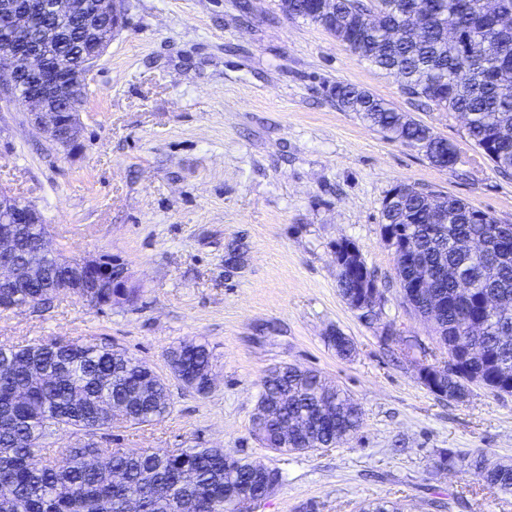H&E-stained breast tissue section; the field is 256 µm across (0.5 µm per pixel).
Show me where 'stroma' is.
Returning <instances> with one entry per match:
<instances>
[{"label": "stroma", "mask_w": 512, "mask_h": 512, "mask_svg": "<svg viewBox=\"0 0 512 512\" xmlns=\"http://www.w3.org/2000/svg\"><path fill=\"white\" fill-rule=\"evenodd\" d=\"M125 24L89 77L81 146H55L18 103H0V188L41 212L64 256L109 255L139 290L89 307L62 293L0 312V346L55 338L111 343L167 374L166 350L207 343L215 385L170 384L161 420L117 424L110 445L222 447L280 470L257 512H358L368 499L406 512H512V492L476 470H435L438 450L512 462V396L476 388L459 402L424 387L430 325L398 298L380 234L387 192L406 181L512 224V174L471 146L460 115L417 107L400 81L359 61L277 0H124ZM349 83L430 126L459 152L443 169L329 96ZM355 242L386 302L360 319L337 286L333 250ZM355 346L343 359L333 331ZM319 371L363 409L346 444L277 454L252 433L260 381L277 365Z\"/></svg>", "instance_id": "1"}]
</instances>
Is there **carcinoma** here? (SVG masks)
<instances>
[{"label":"carcinoma","mask_w":512,"mask_h":512,"mask_svg":"<svg viewBox=\"0 0 512 512\" xmlns=\"http://www.w3.org/2000/svg\"><path fill=\"white\" fill-rule=\"evenodd\" d=\"M335 0L334 20H325L321 0H279L288 18L302 19L332 33L345 48L370 65L399 78L410 98L426 107L461 113L467 134L479 154L502 174L512 173V0ZM431 19L428 30L416 35L404 14ZM66 43L49 58L55 66L77 62L82 39L71 18L55 19ZM331 98L345 112L388 137L424 150L429 161L452 169L456 150L432 129L397 111L387 101L348 83L330 89ZM383 200L382 227L412 230L420 259L436 267L448 264L451 275L436 281L434 292L444 298L433 316L438 344L447 356L467 347L479 355L455 373L423 385L438 398L460 401L472 387L495 394H512V316L491 313L473 297L464 303L455 293L457 281L466 279L476 294L492 287L512 309V224L504 226L491 214L462 199L448 197L438 211L429 208L425 192L400 182ZM43 226L29 224L21 257L45 260L39 251ZM490 239L496 263L469 257L460 243L467 237ZM401 303L409 305L404 289L414 274L406 262L396 260ZM357 274L337 273L341 295L366 320L379 317L354 304ZM52 296L45 288H0V312L46 306ZM479 332H468L472 322ZM114 346L87 345L55 339L45 343L0 346V512H128L127 489L136 487L140 512H179L187 500L193 512H241L224 498V487L245 482H277L276 468L258 470L259 464L223 448H186L163 451H125L108 448L112 428V399L127 403L130 422L158 421L169 413L168 380L145 362ZM212 353L205 343L185 340L166 352L168 368L183 387L199 395L209 393L207 374ZM41 379H33V374ZM314 370L288 365L266 373L260 383L257 408H274L295 420L288 435L271 419L255 430L261 443L279 453L308 452L338 446L360 429L363 412L344 390L319 385ZM92 432L100 443L95 450L109 456L104 467L87 463V447L68 443L38 466L35 458L48 447L47 435L56 429ZM436 468L484 473L488 483L512 491V463L486 464L438 451ZM361 512H401L398 503L376 498Z\"/></svg>","instance_id":"1"}]
</instances>
